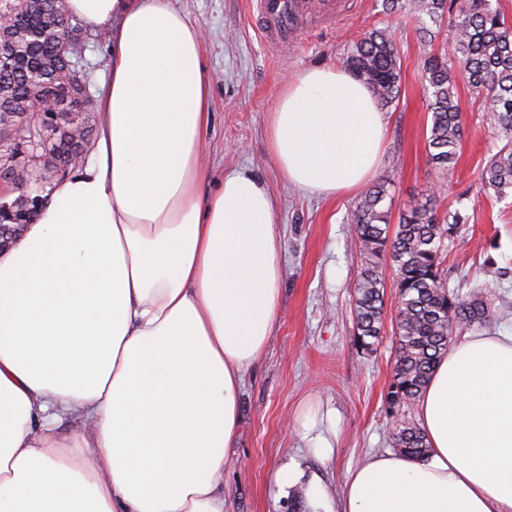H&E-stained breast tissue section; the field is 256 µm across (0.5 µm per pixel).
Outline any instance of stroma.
Segmentation results:
<instances>
[{
	"label": "stroma",
	"mask_w": 512,
	"mask_h": 512,
	"mask_svg": "<svg viewBox=\"0 0 512 512\" xmlns=\"http://www.w3.org/2000/svg\"><path fill=\"white\" fill-rule=\"evenodd\" d=\"M357 2L346 16L314 23L296 44L277 47L261 38L247 0H174L205 35L212 120L204 159L213 178L246 169L264 181L277 202L282 236L280 313L242 389L239 433L224 465L226 512H288L293 493H278L271 483L284 461L320 476L337 495L349 469L392 447L386 393L393 374L396 290L386 283L379 343L362 349L353 303L360 258L350 223L358 196L324 200L297 190L271 157L267 115L287 76L343 64L353 39L390 29L400 57V91L385 110L387 137L371 180L388 181L384 204L392 217L434 188L440 209L460 210L466 221L445 242L448 290L463 297L472 288L486 287L492 316L484 326H463L459 332L512 334V197L496 200L479 181L505 139L483 122L479 101L464 78H457L462 149L454 168L439 169L428 149L431 114L417 34L421 22L410 12L386 14L383 0ZM79 36L88 62L83 81L95 96L111 74L110 42L86 27ZM308 411L315 415L309 432L302 427ZM314 434L330 438L329 457L313 453Z\"/></svg>",
	"instance_id": "obj_1"
}]
</instances>
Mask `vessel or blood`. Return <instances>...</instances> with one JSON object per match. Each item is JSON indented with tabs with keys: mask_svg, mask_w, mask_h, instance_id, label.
Wrapping results in <instances>:
<instances>
[{
	"mask_svg": "<svg viewBox=\"0 0 512 512\" xmlns=\"http://www.w3.org/2000/svg\"><path fill=\"white\" fill-rule=\"evenodd\" d=\"M349 6V0H255L262 39L281 46L296 40L315 20L335 19Z\"/></svg>",
	"mask_w": 512,
	"mask_h": 512,
	"instance_id": "vessel-or-blood-1",
	"label": "vessel or blood"
}]
</instances>
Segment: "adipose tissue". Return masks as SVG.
<instances>
[{
  "mask_svg": "<svg viewBox=\"0 0 512 512\" xmlns=\"http://www.w3.org/2000/svg\"><path fill=\"white\" fill-rule=\"evenodd\" d=\"M110 34L88 161L0 246V512H224L245 375L263 355L283 265L276 202L246 170L202 165L212 95L201 32L172 0H67ZM386 133L341 66L288 79L268 123L289 184L364 185ZM429 452L369 457L312 512H512V335L468 334L418 401Z\"/></svg>",
  "mask_w": 512,
  "mask_h": 512,
  "instance_id": "obj_1",
  "label": "adipose tissue"
}]
</instances>
